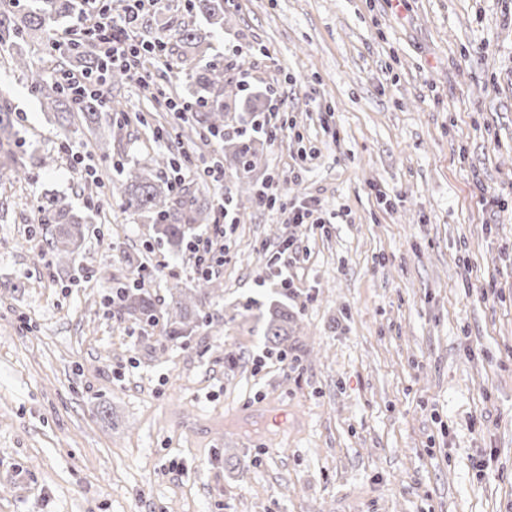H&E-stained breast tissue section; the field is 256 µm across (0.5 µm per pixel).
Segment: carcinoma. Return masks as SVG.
I'll list each match as a JSON object with an SVG mask.
<instances>
[{"instance_id": "1", "label": "carcinoma", "mask_w": 512, "mask_h": 512, "mask_svg": "<svg viewBox=\"0 0 512 512\" xmlns=\"http://www.w3.org/2000/svg\"><path fill=\"white\" fill-rule=\"evenodd\" d=\"M77 0H28L18 9H0V50L8 52V62L21 71H31L49 56L61 68L93 67L102 58L73 41H57L58 22L75 13ZM189 10L206 17L209 24L222 25L224 0H189ZM208 35L202 30L180 23L169 29L168 41L162 49L175 55V66L191 77L197 76L199 90L193 95L196 104L195 123L200 129L217 131L224 127L229 111L228 100L236 95L226 91L224 60L203 61ZM32 95L44 107L60 112L61 127L75 134L81 126L96 122L99 105L91 98L77 103L53 79H38L31 86ZM230 161L241 175L250 173L258 164L256 140H238L231 147ZM122 178L112 185V195L125 210L152 221L158 242L179 252L187 245L188 236L197 224L211 221V208L206 199L188 189L174 190L154 171L138 165L122 169ZM39 223L48 226L49 244L60 259L75 260L86 236L91 217L75 210L64 198H42L37 205ZM119 309L145 324L164 319L168 326L166 339L176 341L204 321L196 297L182 292L165 303L140 285L119 289ZM288 335V313L277 311L266 322L264 336L280 341Z\"/></svg>"}]
</instances>
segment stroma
I'll use <instances>...</instances> for the list:
<instances>
[{
  "label": "stroma",
  "mask_w": 512,
  "mask_h": 512,
  "mask_svg": "<svg viewBox=\"0 0 512 512\" xmlns=\"http://www.w3.org/2000/svg\"><path fill=\"white\" fill-rule=\"evenodd\" d=\"M185 4L138 37L208 26ZM211 29L240 99L280 100L278 132L247 177L186 182L236 222L205 322L175 342L108 303L141 266L163 300L199 278L112 182L119 160L204 162L215 140L176 139L116 81L148 123L104 159L105 123L66 135L30 94L51 64L0 60L31 176L0 170V512H512V0H225ZM267 185L329 224L236 208ZM45 195L94 217L74 262L46 249Z\"/></svg>",
  "instance_id": "obj_1"
}]
</instances>
